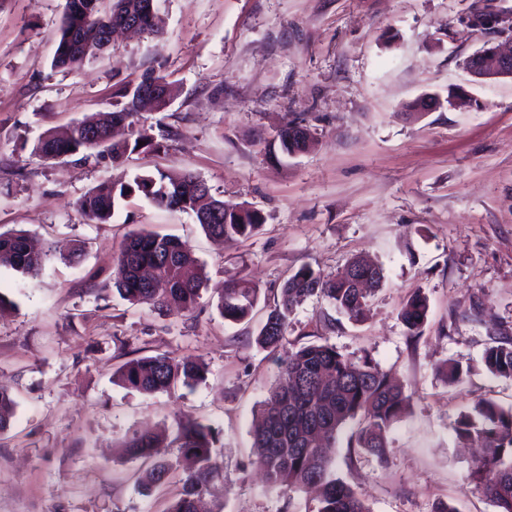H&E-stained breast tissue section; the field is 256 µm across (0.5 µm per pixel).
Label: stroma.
I'll return each mask as SVG.
<instances>
[{
    "mask_svg": "<svg viewBox=\"0 0 512 512\" xmlns=\"http://www.w3.org/2000/svg\"><path fill=\"white\" fill-rule=\"evenodd\" d=\"M64 4L0 0V232L82 248L78 262L54 260L34 279L0 267V293L15 304L0 314V385L17 402L0 434V512H164L178 481L141 495V463L119 444L145 429L174 433L184 418L219 432L212 512H317L308 495L270 491L251 452L254 411L279 367L250 337L292 272L336 276L357 256L384 269L366 319L312 296L288 340L369 356L411 401L384 458L350 452L340 434L337 474L372 512H432L439 501L496 512L469 479L478 449L457 447L454 425L477 399L512 405V379L482 359L490 343L512 341V80L479 81L465 62L511 45L512 31L467 26L479 0H156L163 40L119 33L103 56L60 70ZM148 73L179 87L166 112L140 114L163 122L160 150L119 164L34 155L46 130L112 111L115 92ZM453 93L469 106L449 105ZM425 95L440 107L414 114ZM288 122L313 144L270 161ZM157 170L192 171L216 198L260 211V232L218 241L193 215L139 194L106 224L77 206L103 181ZM135 229L180 239L204 265L194 310L117 293L114 259ZM231 273L265 298L250 321H225L211 304ZM417 292L429 311L414 339L400 310ZM155 353L201 359L206 376L154 395L114 381L124 362ZM446 360L463 370L452 385L437 373Z\"/></svg>",
    "mask_w": 512,
    "mask_h": 512,
    "instance_id": "stroma-1",
    "label": "stroma"
}]
</instances>
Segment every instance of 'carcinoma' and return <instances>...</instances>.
Returning <instances> with one entry per match:
<instances>
[{
    "mask_svg": "<svg viewBox=\"0 0 512 512\" xmlns=\"http://www.w3.org/2000/svg\"><path fill=\"white\" fill-rule=\"evenodd\" d=\"M138 0H112L107 12L95 0L91 9L83 0H66L58 28L52 66L74 69L107 49L105 35L112 31L116 15L128 11ZM145 81L127 85L117 93L119 100L110 112H99L70 125L66 130L48 131L34 146V153L47 160L79 154L86 161L108 157L120 162L126 154L160 147L150 129L140 125V92ZM294 124H286L278 135V153L290 155L307 149V142L291 139ZM96 136L91 143L87 134ZM138 192L155 205L194 214L202 231L211 237L248 239L262 227L260 212L229 206L215 198L207 184L191 172H141L133 180L115 185L103 182L78 201L89 220L107 223L123 201ZM57 258L52 246L33 250L24 230L0 232V267H10L35 277L46 263ZM353 259L349 268L371 280L367 288L356 281L324 276L308 266L296 270L282 285L266 321L254 342L266 350L283 346L288 320L305 299L319 296L348 319L365 318L370 297L383 282V268ZM206 279L203 266L191 249L176 238L137 230L124 239L114 263V286L131 303L153 307L174 302L191 311L201 299ZM260 297V288L238 274L228 275L219 289L216 308L224 320H249ZM428 302L417 293L403 305L400 318L408 334L418 337L427 320ZM487 370L498 377L512 378V343L489 346L483 354ZM283 383L274 386L259 403L254 417L252 448L269 487L283 493L301 492L314 497L318 512H372L367 496L349 486L336 473V437L352 421L359 427L350 436L354 447L381 459L387 434L410 403L400 385L381 372L368 356L353 358L327 342H310L285 351L281 360ZM206 364L187 358L175 363L166 354L143 355L126 362L117 372L118 381L142 394L168 391L180 383L192 387L205 379ZM16 400L0 387V432L8 429ZM460 446L476 439L481 453L470 471V480L496 508L512 512V406L505 408L491 398L478 400L462 413L454 427ZM218 432L209 424L186 419L177 422L171 441L154 433H133L119 447L124 457L146 465L138 488L149 495L165 483L181 461L189 462L180 479L181 488L166 512H198V505L211 484L223 476L214 448ZM174 446V458L159 449Z\"/></svg>",
    "mask_w": 512,
    "mask_h": 512,
    "instance_id": "1",
    "label": "carcinoma"
}]
</instances>
